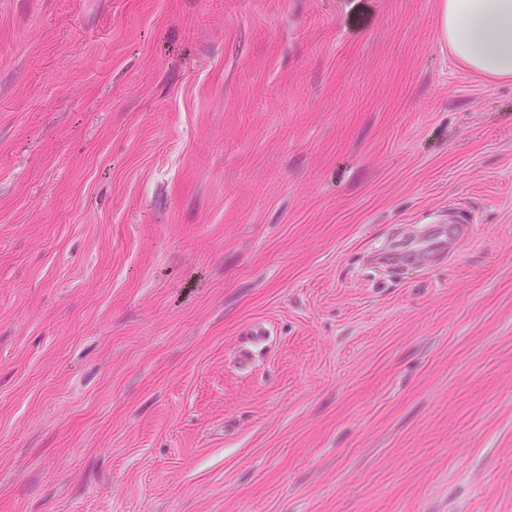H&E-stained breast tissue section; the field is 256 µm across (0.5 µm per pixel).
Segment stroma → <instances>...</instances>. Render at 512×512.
<instances>
[{"label":"stroma","mask_w":512,"mask_h":512,"mask_svg":"<svg viewBox=\"0 0 512 512\" xmlns=\"http://www.w3.org/2000/svg\"><path fill=\"white\" fill-rule=\"evenodd\" d=\"M439 2L0 0V512H512V81Z\"/></svg>","instance_id":"obj_1"}]
</instances>
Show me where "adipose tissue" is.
Segmentation results:
<instances>
[{
    "mask_svg": "<svg viewBox=\"0 0 512 512\" xmlns=\"http://www.w3.org/2000/svg\"><path fill=\"white\" fill-rule=\"evenodd\" d=\"M440 36L486 78L512 79V0H440Z\"/></svg>",
    "mask_w": 512,
    "mask_h": 512,
    "instance_id": "adipose-tissue-1",
    "label": "adipose tissue"
}]
</instances>
